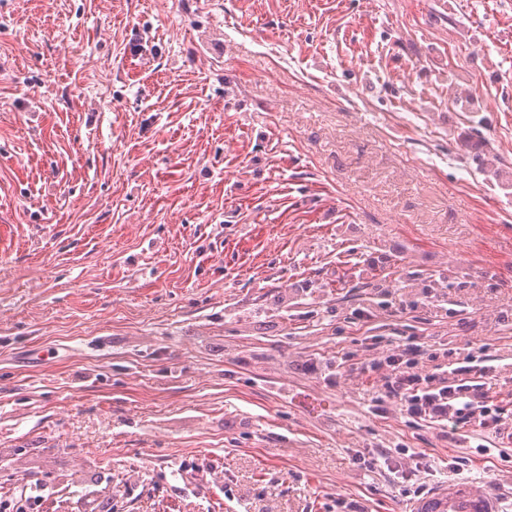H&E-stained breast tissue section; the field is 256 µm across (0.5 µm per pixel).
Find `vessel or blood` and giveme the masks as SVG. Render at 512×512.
Masks as SVG:
<instances>
[{
  "label": "vessel or blood",
  "mask_w": 512,
  "mask_h": 512,
  "mask_svg": "<svg viewBox=\"0 0 512 512\" xmlns=\"http://www.w3.org/2000/svg\"><path fill=\"white\" fill-rule=\"evenodd\" d=\"M410 512H500L496 492L475 483L449 482L410 503Z\"/></svg>",
  "instance_id": "b4317fda"
}]
</instances>
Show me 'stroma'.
I'll return each instance as SVG.
<instances>
[{
  "label": "stroma",
  "instance_id": "stroma-1",
  "mask_svg": "<svg viewBox=\"0 0 512 512\" xmlns=\"http://www.w3.org/2000/svg\"><path fill=\"white\" fill-rule=\"evenodd\" d=\"M447 2L0 0L7 512H512V0ZM426 377L399 371L396 381L389 386L387 397L395 399L411 418L430 420L458 434L470 422L469 406L473 398L481 395L482 384L459 379L461 383L423 387ZM497 493L476 483L448 481L443 489L410 503V512H501Z\"/></svg>",
  "mask_w": 512,
  "mask_h": 512
}]
</instances>
